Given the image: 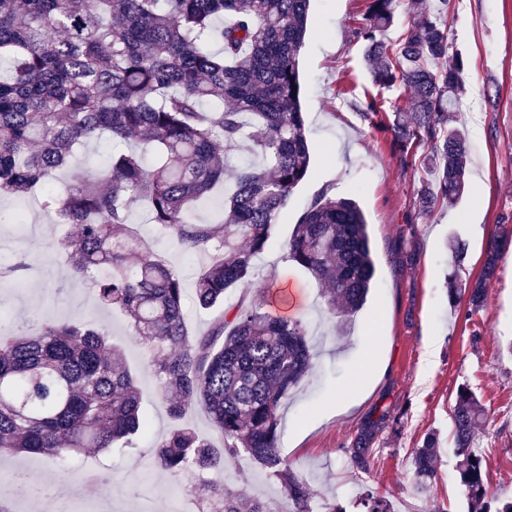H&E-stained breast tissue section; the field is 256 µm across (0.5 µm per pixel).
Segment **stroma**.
Wrapping results in <instances>:
<instances>
[{"label": "stroma", "mask_w": 512, "mask_h": 512, "mask_svg": "<svg viewBox=\"0 0 512 512\" xmlns=\"http://www.w3.org/2000/svg\"><path fill=\"white\" fill-rule=\"evenodd\" d=\"M364 9V0H313L310 6L300 55L310 175L293 191L288 216L251 280L226 301L244 294L273 315L308 325L316 358L284 407L281 452L316 492L347 512H356L367 492L388 500L393 512H468L453 448L458 387H470L484 408L474 446L484 459L488 495L512 489V259L491 282L484 307L470 315L465 303L448 301L447 242L454 235L466 241L459 276L472 279L499 225H512V0H452L450 39L466 62V94L455 117L469 133L468 188L427 218L414 207L424 169L403 165L389 138L360 115L370 95L399 104L408 98L404 88L381 92L372 83L355 35ZM325 190L362 209L376 267L365 305L343 329L327 311L317 281L286 259L294 224ZM18 211L28 217L26 228L0 223V266L24 257L31 267L0 280V325L33 334L36 314L47 312L105 328L138 377L152 431L123 450L57 462L0 455V475L19 470L28 484L23 494L5 487L0 512H45L47 488L55 489L60 512H197L189 480L174 481L151 466L153 440L173 422L147 350L129 336L120 312L101 309L93 288L69 277L64 258L51 248L65 228L52 222L40 196L0 199V212ZM129 221L156 253L183 270L185 288L193 290L188 257L148 224L145 207H135ZM348 389L352 397L338 403ZM370 426L375 433L364 467L349 449ZM432 431L442 440L437 476L420 492L412 450Z\"/></svg>", "instance_id": "obj_1"}]
</instances>
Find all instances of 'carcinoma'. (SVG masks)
Wrapping results in <instances>:
<instances>
[{
    "label": "carcinoma",
    "mask_w": 512,
    "mask_h": 512,
    "mask_svg": "<svg viewBox=\"0 0 512 512\" xmlns=\"http://www.w3.org/2000/svg\"><path fill=\"white\" fill-rule=\"evenodd\" d=\"M448 3L424 0L394 44L385 32L399 0H366L356 29L374 84L408 92V107L371 97L361 116L390 135L401 163L422 160L427 176L415 207L423 217L465 188L467 133L450 116L462 102L464 62L448 60ZM309 7L310 0H0V59L9 61L0 71V196L43 193L54 223L73 228L55 251L71 277L90 279L100 307L122 311L130 334L154 353L157 387L175 395L169 416L205 407L222 447L183 424L159 439L152 457L155 469L196 480L205 498L200 512H275L206 478L242 459L280 484L288 512H345L314 493L279 445L281 410L314 363L307 324L243 297L224 305L228 291L249 281L309 174L299 68ZM213 41L221 44L217 53ZM103 135L112 142L108 168L57 184L76 148ZM137 141L152 146L154 166L130 148ZM241 150L255 161L228 170ZM221 190V221L193 223L191 209ZM139 204L182 251L207 256L194 301L204 310L224 306L208 332H187L184 275L130 224ZM511 241L512 228L499 225L476 279L448 274V298H466L467 315L482 309ZM288 258L323 285L337 327L366 302L375 261L354 199L316 196L294 225ZM483 416L476 394L460 387L458 476L469 512H512V493L486 500L473 448ZM149 425L138 378L103 329L46 317L35 336L0 331V453L55 461L125 447ZM372 435L362 432L351 449L363 466ZM438 441L429 433L413 451L419 492L436 479ZM358 512L391 510L368 493Z\"/></svg>",
    "instance_id": "carcinoma-1"
}]
</instances>
